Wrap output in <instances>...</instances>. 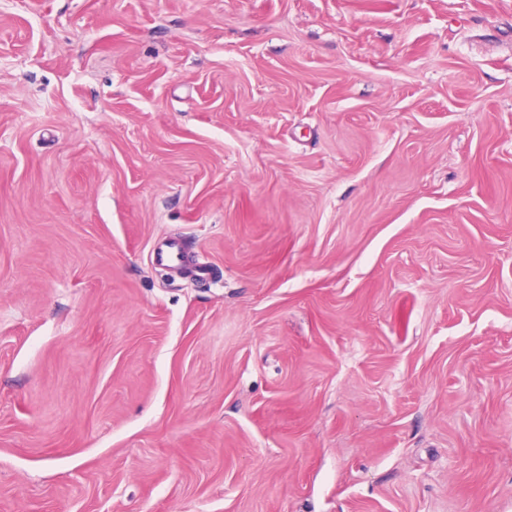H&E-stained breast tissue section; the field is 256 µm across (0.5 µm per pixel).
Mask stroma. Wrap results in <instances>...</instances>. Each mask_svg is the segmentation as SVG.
Here are the masks:
<instances>
[{"label": "stroma", "instance_id": "1", "mask_svg": "<svg viewBox=\"0 0 512 512\" xmlns=\"http://www.w3.org/2000/svg\"><path fill=\"white\" fill-rule=\"evenodd\" d=\"M0 512H512V0H0Z\"/></svg>", "mask_w": 512, "mask_h": 512}]
</instances>
